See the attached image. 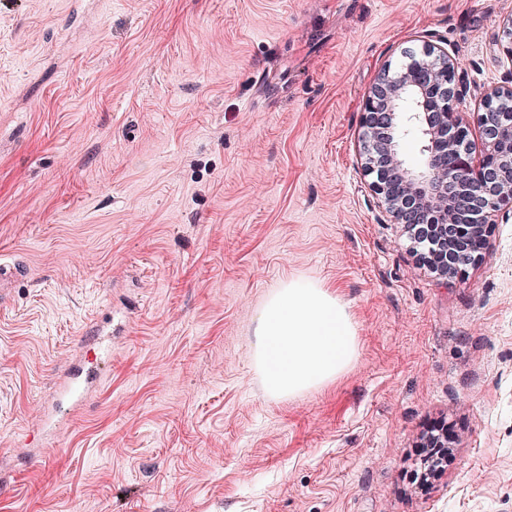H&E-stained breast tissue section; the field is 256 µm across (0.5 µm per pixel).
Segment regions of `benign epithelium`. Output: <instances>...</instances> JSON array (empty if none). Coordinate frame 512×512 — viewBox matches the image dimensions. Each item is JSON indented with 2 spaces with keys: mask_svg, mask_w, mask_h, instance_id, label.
<instances>
[{
  "mask_svg": "<svg viewBox=\"0 0 512 512\" xmlns=\"http://www.w3.org/2000/svg\"><path fill=\"white\" fill-rule=\"evenodd\" d=\"M495 46L512 63V16L502 20ZM466 93L456 58L442 42L424 40L384 65L363 99L361 167L392 223L432 229L440 248L423 260L430 269L447 265L443 255L452 248L465 250L469 265L482 260L495 216L512 212V112L498 108L512 97V83L487 89L474 109L477 151ZM408 139L421 143L414 166L403 153Z\"/></svg>",
  "mask_w": 512,
  "mask_h": 512,
  "instance_id": "obj_1",
  "label": "benign epithelium"
}]
</instances>
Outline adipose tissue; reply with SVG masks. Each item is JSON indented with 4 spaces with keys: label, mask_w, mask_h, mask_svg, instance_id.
Returning a JSON list of instances; mask_svg holds the SVG:
<instances>
[{
    "label": "adipose tissue",
    "mask_w": 512,
    "mask_h": 512,
    "mask_svg": "<svg viewBox=\"0 0 512 512\" xmlns=\"http://www.w3.org/2000/svg\"><path fill=\"white\" fill-rule=\"evenodd\" d=\"M257 362L268 391L293 396L333 381L357 357L345 306L319 285L293 280L277 288L256 321Z\"/></svg>",
    "instance_id": "1"
}]
</instances>
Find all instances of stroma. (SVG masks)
I'll return each instance as SVG.
<instances>
[{
    "label": "stroma",
    "instance_id": "35a3bbf8",
    "mask_svg": "<svg viewBox=\"0 0 512 512\" xmlns=\"http://www.w3.org/2000/svg\"><path fill=\"white\" fill-rule=\"evenodd\" d=\"M512 0H0V512H512V215L483 261L419 265L359 159L362 103L420 40L472 94ZM346 306L357 360L270 395L273 290ZM112 361L25 441L86 322ZM453 458L411 486L417 441ZM26 277V266L16 260L13 262H4L0 260V300L3 299V293L13 287V285Z\"/></svg>",
    "mask_w": 512,
    "mask_h": 512
}]
</instances>
